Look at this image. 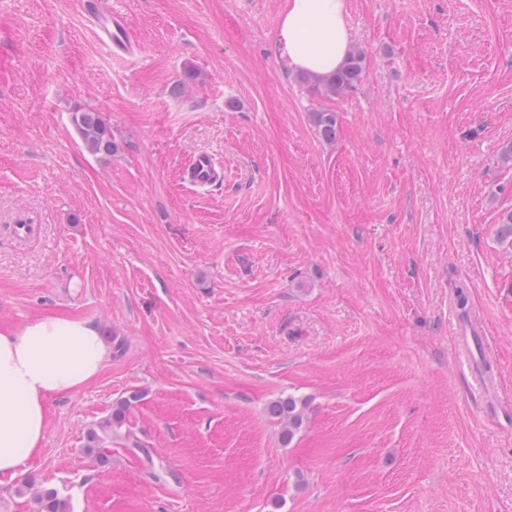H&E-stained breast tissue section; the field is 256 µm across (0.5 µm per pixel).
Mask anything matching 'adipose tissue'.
Here are the masks:
<instances>
[{
    "label": "adipose tissue",
    "instance_id": "1",
    "mask_svg": "<svg viewBox=\"0 0 512 512\" xmlns=\"http://www.w3.org/2000/svg\"><path fill=\"white\" fill-rule=\"evenodd\" d=\"M275 41L291 68L333 73L350 50L347 0H287ZM109 359L88 320L49 316L0 331V477L15 478L39 450L48 398L79 390Z\"/></svg>",
    "mask_w": 512,
    "mask_h": 512
}]
</instances>
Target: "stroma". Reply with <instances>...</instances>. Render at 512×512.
<instances>
[{
	"label": "stroma",
	"mask_w": 512,
	"mask_h": 512,
	"mask_svg": "<svg viewBox=\"0 0 512 512\" xmlns=\"http://www.w3.org/2000/svg\"><path fill=\"white\" fill-rule=\"evenodd\" d=\"M102 2L139 59L78 0H0V330L77 317L122 346L49 398L0 512L49 487L71 512H512V0H348L365 73L337 98L280 58L285 0ZM201 152L224 169L204 190ZM290 394L286 445L266 409ZM79 4L85 18L95 28L99 41L111 52L133 53L137 45L123 13L104 11L100 0H82ZM71 120L88 152L93 155H112L115 147L112 141V132L99 112L78 110L73 112ZM309 118L323 140L333 141L335 139L337 127L336 112L328 110L311 112ZM224 172L207 153L194 156L186 170L187 180L196 188L204 190L221 180ZM308 402L304 398L288 395L268 405L269 418L281 425V441L289 444L304 424ZM132 402V397L117 401L113 405L110 417L90 430L88 435L89 451L94 452L95 449L106 448L105 444L112 446V437L120 436L122 428L126 426V412Z\"/></svg>",
	"instance_id": "35a3bbf8"
}]
</instances>
